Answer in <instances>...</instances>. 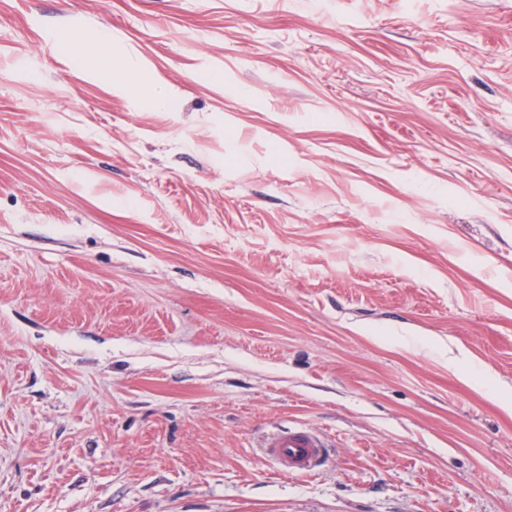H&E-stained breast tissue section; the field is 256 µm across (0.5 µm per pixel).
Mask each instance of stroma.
Returning <instances> with one entry per match:
<instances>
[{
	"label": "stroma",
	"mask_w": 512,
	"mask_h": 512,
	"mask_svg": "<svg viewBox=\"0 0 512 512\" xmlns=\"http://www.w3.org/2000/svg\"><path fill=\"white\" fill-rule=\"evenodd\" d=\"M510 399L512 0H0V512H512ZM93 46L96 49L95 57H108L112 55V44L107 36L100 31H87L77 36L72 45L71 53L74 60L82 66L90 62L88 47ZM322 434L306 427H288L264 435L259 451L282 473L310 475L324 456Z\"/></svg>",
	"instance_id": "35a3bbf8"
}]
</instances>
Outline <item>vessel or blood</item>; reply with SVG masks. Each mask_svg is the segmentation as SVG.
<instances>
[{
	"mask_svg": "<svg viewBox=\"0 0 512 512\" xmlns=\"http://www.w3.org/2000/svg\"><path fill=\"white\" fill-rule=\"evenodd\" d=\"M326 440L319 432L306 427H288L264 435L259 451L282 473L308 475L324 456Z\"/></svg>",
	"mask_w": 512,
	"mask_h": 512,
	"instance_id": "obj_1",
	"label": "vessel or blood"
}]
</instances>
